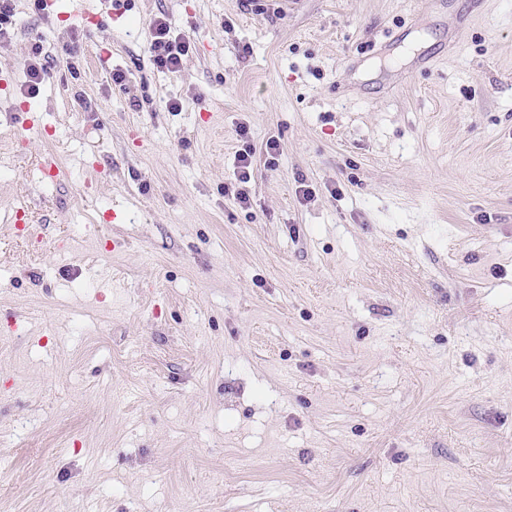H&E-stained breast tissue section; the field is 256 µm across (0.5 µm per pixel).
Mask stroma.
Instances as JSON below:
<instances>
[{
  "instance_id": "stroma-1",
  "label": "stroma",
  "mask_w": 512,
  "mask_h": 512,
  "mask_svg": "<svg viewBox=\"0 0 512 512\" xmlns=\"http://www.w3.org/2000/svg\"><path fill=\"white\" fill-rule=\"evenodd\" d=\"M259 5L13 4L6 512H512V0ZM147 42L156 68L171 74L181 71L183 61L192 50L190 39L181 33L175 34L163 16L150 25ZM31 63L28 65L27 69V76L25 85L27 87V91L29 94L36 93L37 90H39V85L43 82L45 74L47 72L46 59H49V55H47V52L44 53L43 57V51L44 46L43 44L34 43L31 46ZM42 61H45L43 63ZM240 138L246 139L243 143V148L239 151L236 158L235 169V185H233V194L235 200L239 203H247L249 201L248 190L246 184L251 181L252 177V159L254 157L255 148L250 143L248 130L246 125H239L236 130Z\"/></svg>"
}]
</instances>
